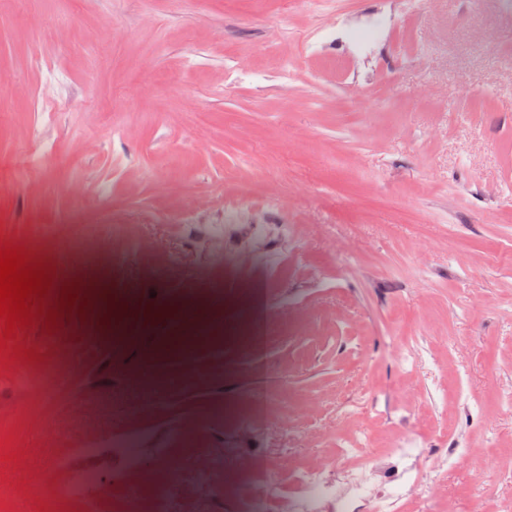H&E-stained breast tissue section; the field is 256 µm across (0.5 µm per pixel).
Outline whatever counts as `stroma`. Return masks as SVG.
I'll list each match as a JSON object with an SVG mask.
<instances>
[{
	"label": "stroma",
	"mask_w": 512,
	"mask_h": 512,
	"mask_svg": "<svg viewBox=\"0 0 512 512\" xmlns=\"http://www.w3.org/2000/svg\"><path fill=\"white\" fill-rule=\"evenodd\" d=\"M378 2L0 0V239L133 329L100 346L112 311L90 307L0 367V439L26 449L0 461V512H119L133 470L170 512H238L255 473L345 466L342 436L384 481L398 438L467 447L421 461L433 487L402 512L512 504V12L390 0L363 56L333 19ZM79 224L89 247L62 258Z\"/></svg>",
	"instance_id": "1"
}]
</instances>
